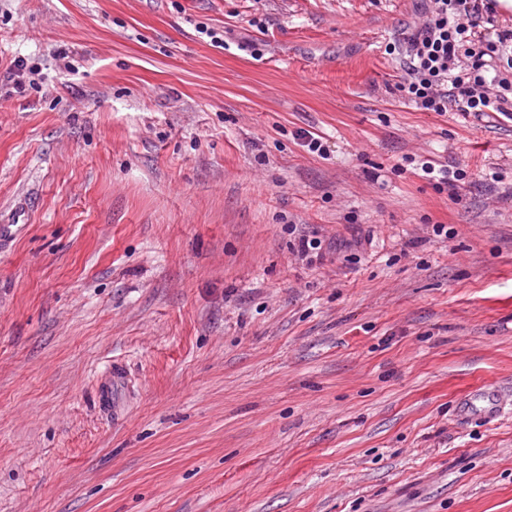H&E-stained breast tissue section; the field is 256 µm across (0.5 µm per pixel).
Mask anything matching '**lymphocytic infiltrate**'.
Wrapping results in <instances>:
<instances>
[{
	"instance_id": "1",
	"label": "lymphocytic infiltrate",
	"mask_w": 512,
	"mask_h": 512,
	"mask_svg": "<svg viewBox=\"0 0 512 512\" xmlns=\"http://www.w3.org/2000/svg\"><path fill=\"white\" fill-rule=\"evenodd\" d=\"M494 0H432L387 46L405 75L396 89L425 112L512 115V29L495 30Z\"/></svg>"
}]
</instances>
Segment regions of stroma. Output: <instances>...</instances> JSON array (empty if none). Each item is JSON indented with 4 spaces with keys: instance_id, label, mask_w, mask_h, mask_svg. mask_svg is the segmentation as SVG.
<instances>
[{
    "instance_id": "35a3bbf8",
    "label": "stroma",
    "mask_w": 512,
    "mask_h": 512,
    "mask_svg": "<svg viewBox=\"0 0 512 512\" xmlns=\"http://www.w3.org/2000/svg\"><path fill=\"white\" fill-rule=\"evenodd\" d=\"M424 7L0 0V512H512V119L401 99ZM107 383L100 390V398L103 402L112 399V407L116 396L124 387L125 369L122 364L113 362L107 375Z\"/></svg>"
}]
</instances>
